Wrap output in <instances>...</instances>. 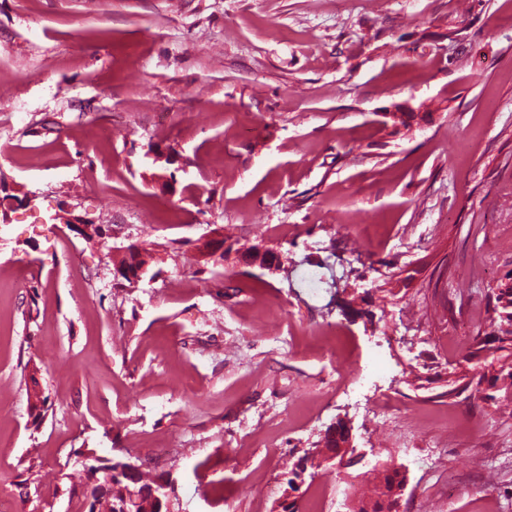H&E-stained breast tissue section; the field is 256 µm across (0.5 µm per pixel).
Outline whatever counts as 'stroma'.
I'll list each match as a JSON object with an SVG mask.
<instances>
[{
  "label": "stroma",
  "mask_w": 512,
  "mask_h": 512,
  "mask_svg": "<svg viewBox=\"0 0 512 512\" xmlns=\"http://www.w3.org/2000/svg\"><path fill=\"white\" fill-rule=\"evenodd\" d=\"M0 182L25 200L0 223L16 512H74L76 448L170 475L176 512H274L339 421L362 459L299 512H348L386 461L403 512H512V415L448 393L473 373L449 336L492 332L512 275V0H0ZM214 231L226 258L199 251ZM256 244L283 271L245 264ZM339 255L346 291L309 296Z\"/></svg>",
  "instance_id": "obj_1"
}]
</instances>
